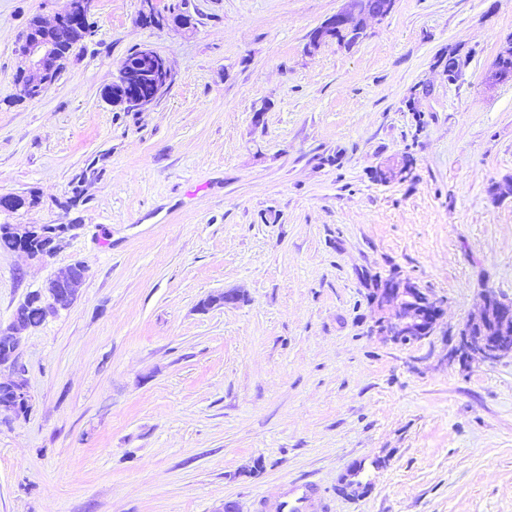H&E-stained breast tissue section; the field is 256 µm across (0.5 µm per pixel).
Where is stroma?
<instances>
[{
    "label": "stroma",
    "mask_w": 512,
    "mask_h": 512,
    "mask_svg": "<svg viewBox=\"0 0 512 512\" xmlns=\"http://www.w3.org/2000/svg\"><path fill=\"white\" fill-rule=\"evenodd\" d=\"M67 6L0 0V196L35 200L7 220L72 227L39 261L0 249V322L86 265L0 368L31 396L0 415V512H259L291 481L319 512H512V358H447L483 289L512 299V197L489 193L512 177V82L485 83L512 0H397L312 53L342 0H158L151 26L97 0L23 98L19 38ZM146 47L174 83L127 112L112 86ZM405 154L410 179L373 181ZM393 272L445 299L435 335H377L363 276Z\"/></svg>",
    "instance_id": "stroma-1"
}]
</instances>
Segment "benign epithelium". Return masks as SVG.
Instances as JSON below:
<instances>
[{"mask_svg": "<svg viewBox=\"0 0 512 512\" xmlns=\"http://www.w3.org/2000/svg\"><path fill=\"white\" fill-rule=\"evenodd\" d=\"M396 0H385L380 5L374 0H343V6L311 31L309 49L315 50L336 40V34L355 36V41L365 37V20L368 17L383 20L394 10ZM96 7V0H69L68 10L58 15L43 29L54 31L65 22L77 30H83L81 21ZM18 52L27 65L18 70L16 85L20 95L36 99L47 94L58 81L64 69L55 43L39 36H26L18 46ZM140 65L148 68L156 78L157 92L144 95L140 91V80L130 68L119 70L118 84L126 87L124 96L116 102L139 111L158 102L162 92L173 79L167 60L156 51L143 49ZM75 228L73 224H1L0 233L8 235L14 242V250L25 253L32 259L42 260L52 255L60 246L63 235ZM86 266L76 262L68 266L41 288L29 293L19 303L10 322L0 326V341L6 342L5 353L0 355V366L14 364L17 359L21 334L30 328L20 318L21 312L38 305L43 317L69 308L78 298L85 279ZM240 299L234 291H225L208 296L202 306L210 308L233 304ZM370 299L380 316L376 320L379 335L396 344H410L432 335L442 319L443 301L431 291L412 288L408 280L398 275L377 280L371 289ZM512 357V300L499 297L487 289L482 293L478 312L472 315L457 334L452 358L461 363L479 361L496 363ZM9 405L24 410L30 406L31 397L23 382L7 385Z\"/></svg>", "mask_w": 512, "mask_h": 512, "instance_id": "benign-epithelium-1", "label": "benign epithelium"}]
</instances>
